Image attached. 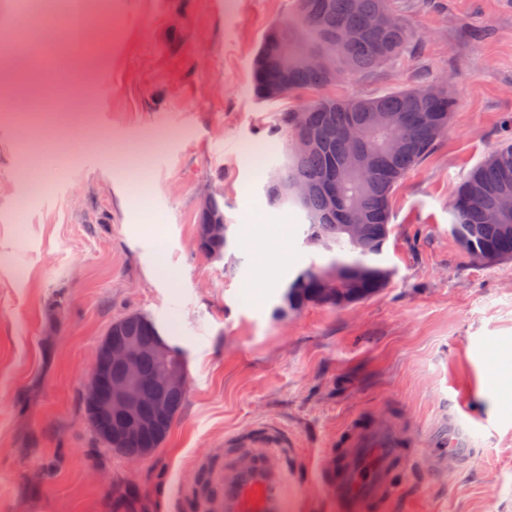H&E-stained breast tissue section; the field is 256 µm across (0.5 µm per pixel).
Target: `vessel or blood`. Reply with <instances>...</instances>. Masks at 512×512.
Here are the masks:
<instances>
[{"mask_svg":"<svg viewBox=\"0 0 512 512\" xmlns=\"http://www.w3.org/2000/svg\"><path fill=\"white\" fill-rule=\"evenodd\" d=\"M463 420H439L429 430L428 448H405L388 424L359 425L343 448L320 469V477L339 512H378L390 498L391 475L420 459L428 478L443 476L449 462L465 468L476 464L475 449L460 441ZM286 435L262 427L224 440L223 458L201 453L194 459L201 473L197 487L176 486L179 508L196 505L199 512H307L309 501L294 484L281 450Z\"/></svg>","mask_w":512,"mask_h":512,"instance_id":"1","label":"vessel or blood"}]
</instances>
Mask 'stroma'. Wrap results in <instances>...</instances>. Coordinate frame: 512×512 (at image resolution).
Masks as SVG:
<instances>
[{
    "label": "stroma",
    "mask_w": 512,
    "mask_h": 512,
    "mask_svg": "<svg viewBox=\"0 0 512 512\" xmlns=\"http://www.w3.org/2000/svg\"><path fill=\"white\" fill-rule=\"evenodd\" d=\"M68 2L0 0V38ZM394 2L415 47L331 94L444 76L461 102L393 192L386 288L343 309L277 312L288 280L332 259L265 191L287 154L280 113L310 95L272 105L251 93L259 41L295 0H111L87 21L106 43L91 75L110 87L89 88L63 160L35 162L44 129L0 104V512H175L168 487L192 481L193 457L261 424L287 434L311 512H336L319 469L357 423L393 422L406 447L425 448L444 407L483 430L479 465L435 481L397 473L383 512H512V259L472 258L448 211L507 136L512 0ZM156 154L142 188L129 186L123 166ZM207 192L229 226L219 260L195 245ZM270 228L285 253L269 248ZM134 313L166 326L188 377L181 414L139 461L103 447L81 398L100 340Z\"/></svg>",
    "instance_id": "stroma-1"
}]
</instances>
